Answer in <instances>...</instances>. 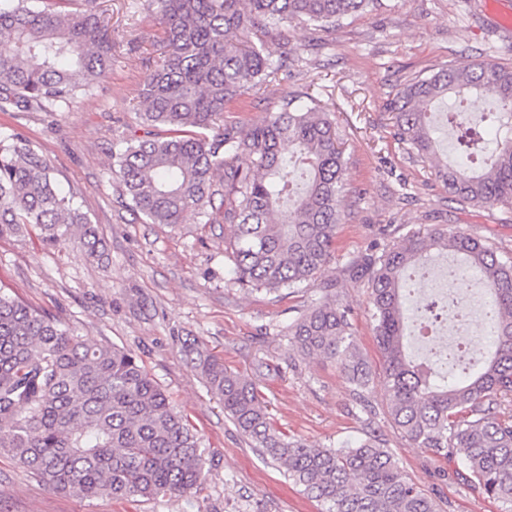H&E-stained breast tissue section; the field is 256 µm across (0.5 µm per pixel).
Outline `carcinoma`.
<instances>
[{
	"mask_svg": "<svg viewBox=\"0 0 512 512\" xmlns=\"http://www.w3.org/2000/svg\"><path fill=\"white\" fill-rule=\"evenodd\" d=\"M94 0L74 11L60 0H0V112H52L94 95L112 58L108 21ZM165 30L163 64L139 91L141 123L163 135L128 139L111 175L147 224L175 226L193 211L224 208V250L236 283L269 294L316 277L336 244L345 160L336 122L315 103L279 111L248 128L225 108L270 75L265 38L288 48V27L333 25L378 0H152ZM467 94L489 107L475 126L492 128L497 149L477 172L448 165L433 137L431 107ZM394 136L429 162L463 204L512 206V67H441L405 84L391 102ZM39 229L49 245L77 237L89 256L97 230L74 197L60 192L47 159L0 135V237ZM440 254L453 256L449 287L479 274L489 299L490 350L460 371L408 352V322L445 312L468 326L450 297L407 315L410 280ZM368 277L390 422L419 448L444 455L462 484L512 512V260L485 241L440 229L414 231L353 262ZM288 328L292 347L336 363L360 389L372 373L352 337L348 310L330 288ZM183 351L253 447L302 486L322 512H441L402 473L373 434L356 447H310L275 428L255 382L224 367L198 341ZM57 492L136 501L200 490L201 438L132 352L91 346L58 319L0 292V455Z\"/></svg>",
	"mask_w": 512,
	"mask_h": 512,
	"instance_id": "cac0c4a2",
	"label": "carcinoma"
}]
</instances>
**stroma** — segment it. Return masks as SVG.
Here are the masks:
<instances>
[{
	"label": "stroma",
	"instance_id": "stroma-1",
	"mask_svg": "<svg viewBox=\"0 0 512 512\" xmlns=\"http://www.w3.org/2000/svg\"><path fill=\"white\" fill-rule=\"evenodd\" d=\"M512 0H379L324 29L293 25L288 48L268 41L280 69L249 90L224 120L260 122L285 102L315 97L334 113L347 189L336 247L317 282L279 296L240 288L224 252V216L201 223L146 224L113 181L112 154L139 127V89L162 63L163 28L148 0H96L109 22L112 61L96 95L52 112H0V133L28 143L50 162L57 185L76 195L99 230L104 254L47 245L37 229L0 238V291L50 314L90 344H114L141 358L174 407L202 438L201 491L143 502L83 500L48 489L0 456V512H321V506L252 448L224 416L181 350L199 340L225 365L256 381L276 425L311 446H356L374 430L417 487L444 512H500L498 503L457 480L445 457L416 447L384 414L380 379L365 394L335 363L293 350L289 326L334 286L348 308L353 338L371 367L380 359L368 309V283L349 267L408 231L445 228L486 240L512 258V208L471 207L453 199L430 164L393 136L388 110L403 84L446 65L512 66V31L491 4Z\"/></svg>",
	"mask_w": 512,
	"mask_h": 512
}]
</instances>
